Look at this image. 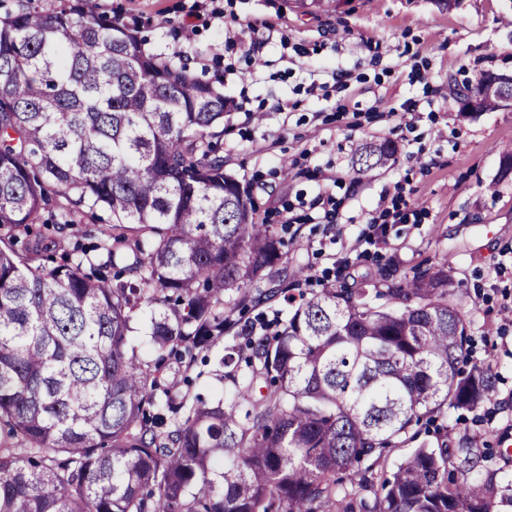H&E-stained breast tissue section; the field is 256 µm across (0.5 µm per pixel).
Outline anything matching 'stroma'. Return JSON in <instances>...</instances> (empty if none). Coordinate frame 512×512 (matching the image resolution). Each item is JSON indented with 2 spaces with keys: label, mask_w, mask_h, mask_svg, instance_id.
I'll list each match as a JSON object with an SVG mask.
<instances>
[{
  "label": "stroma",
  "mask_w": 512,
  "mask_h": 512,
  "mask_svg": "<svg viewBox=\"0 0 512 512\" xmlns=\"http://www.w3.org/2000/svg\"><path fill=\"white\" fill-rule=\"evenodd\" d=\"M97 2L146 52L183 60L243 104L224 116V170L296 243L265 287L300 267L332 284L343 268L377 278L449 255L473 319L468 364L491 370L496 388L476 410L449 411L448 444L492 449L489 466L511 478L512 175L501 157L512 107L464 117L446 99L485 71L512 73V0H346L328 12L294 0ZM380 139L397 147L392 165L357 177L359 149ZM325 195L338 205L331 223L316 204Z\"/></svg>",
  "instance_id": "35a3bbf8"
}]
</instances>
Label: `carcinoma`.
Masks as SVG:
<instances>
[{
  "label": "carcinoma",
  "mask_w": 512,
  "mask_h": 512,
  "mask_svg": "<svg viewBox=\"0 0 512 512\" xmlns=\"http://www.w3.org/2000/svg\"><path fill=\"white\" fill-rule=\"evenodd\" d=\"M497 81L483 73L460 112L501 107ZM227 109L88 0L0 17V512L512 508L484 450L448 446V409L474 410L496 385L464 368L472 320L448 255L382 288L303 289L304 267L261 287L289 245L224 172ZM395 152L366 144L356 174ZM47 209L50 241L32 231ZM99 210L112 223L97 243L65 248ZM54 246L65 257L48 268ZM281 297L288 316L269 331L231 318ZM144 306L184 391L128 350ZM221 343L223 386L206 399L190 373ZM419 425L435 441L417 442Z\"/></svg>",
  "instance_id": "cac0c4a2"
}]
</instances>
